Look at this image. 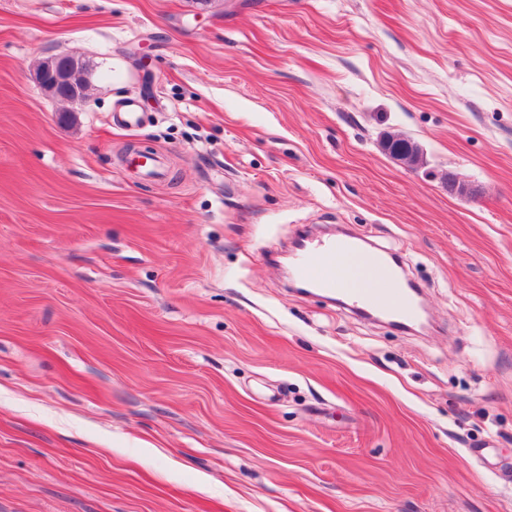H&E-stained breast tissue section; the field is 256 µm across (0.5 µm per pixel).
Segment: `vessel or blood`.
Segmentation results:
<instances>
[{"label":"vessel or blood","instance_id":"b4317fda","mask_svg":"<svg viewBox=\"0 0 512 512\" xmlns=\"http://www.w3.org/2000/svg\"><path fill=\"white\" fill-rule=\"evenodd\" d=\"M143 114L137 99L123 101L113 122L122 127L140 125ZM295 277L319 290L333 292L351 305L382 315L411 317L413 306L395 283L381 254L360 249L346 240L306 242L294 264Z\"/></svg>","mask_w":512,"mask_h":512}]
</instances>
